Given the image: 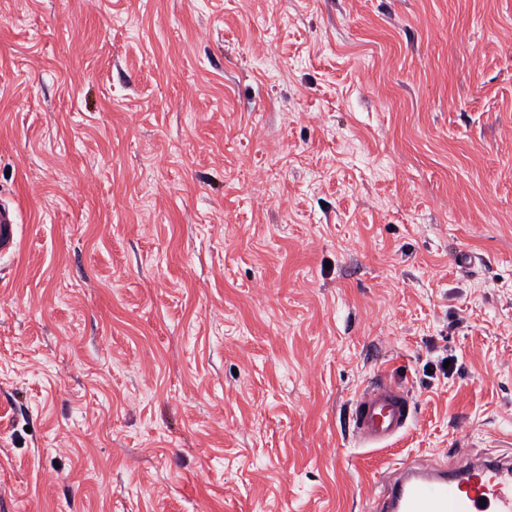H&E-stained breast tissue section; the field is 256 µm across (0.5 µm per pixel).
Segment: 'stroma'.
Here are the masks:
<instances>
[{
  "label": "stroma",
  "instance_id": "stroma-1",
  "mask_svg": "<svg viewBox=\"0 0 512 512\" xmlns=\"http://www.w3.org/2000/svg\"><path fill=\"white\" fill-rule=\"evenodd\" d=\"M0 199V512H369L508 450L512 0H0ZM18 214L16 209L3 201L0 202V254L13 250L16 243ZM413 413L409 393L385 377L367 385L355 397L348 413L352 436L362 448H379L405 430Z\"/></svg>",
  "mask_w": 512,
  "mask_h": 512
}]
</instances>
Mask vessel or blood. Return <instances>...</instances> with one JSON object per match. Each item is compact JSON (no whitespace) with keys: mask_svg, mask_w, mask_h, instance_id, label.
<instances>
[{"mask_svg":"<svg viewBox=\"0 0 512 512\" xmlns=\"http://www.w3.org/2000/svg\"><path fill=\"white\" fill-rule=\"evenodd\" d=\"M18 214L0 202V254L13 250ZM413 413L409 393L380 377L355 397L348 413L352 436L363 448H377L405 430ZM384 512H512V463L470 458L460 468L407 465L380 489Z\"/></svg>","mask_w":512,"mask_h":512,"instance_id":"b4317fda","label":"vessel or blood"}]
</instances>
